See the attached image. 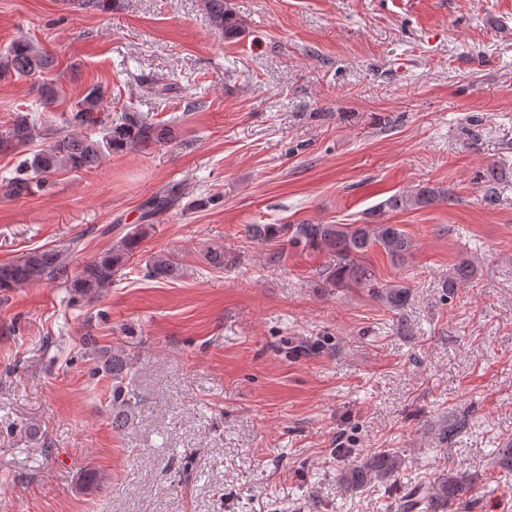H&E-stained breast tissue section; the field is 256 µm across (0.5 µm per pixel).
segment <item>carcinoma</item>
Segmentation results:
<instances>
[{
  "label": "carcinoma",
  "mask_w": 512,
  "mask_h": 512,
  "mask_svg": "<svg viewBox=\"0 0 512 512\" xmlns=\"http://www.w3.org/2000/svg\"><path fill=\"white\" fill-rule=\"evenodd\" d=\"M118 0H75L74 6L87 11H109ZM213 27L226 38H235L245 30L244 21L228 6L227 0H202ZM53 57L49 50L24 37H19L0 56V70L19 77L39 76L51 68ZM105 91L99 85L89 88L71 108L66 125L51 128L42 117L18 112L0 126V153H12L36 139L46 141L45 147L19 160L15 174L4 185L12 197L42 191L61 172L90 171L100 167L112 155L126 149H147L167 144L179 137V127L170 122L160 124L140 111H125L116 120L108 114ZM182 185L174 183L150 197L144 204V224H135L117 237L112 246L93 260L78 267L72 275V288L81 299L91 301L112 287L117 274L129 262L149 234L152 225L147 220L170 209L179 201ZM448 191L440 186L424 185L411 191L395 193L377 205L378 213L425 208ZM248 236L256 241L279 243L267 253V261L279 263L285 257L281 244L303 252L328 250L336 254L337 262L319 273L327 288H366L382 298L392 308H399L407 298L408 286L383 284L379 281L369 254L380 251L393 263L410 254L413 242L396 224L371 221L367 224H249ZM208 268L224 269V247L212 245L204 253ZM183 265L174 254L159 252L145 265L144 277L178 280ZM68 275L67 256L58 249H34L17 261L0 263V291H9L42 284ZM472 276L470 265L463 264L448 276V292L466 283ZM91 352L94 365L91 376H106L112 384V423L124 427L133 423L135 410L141 404L131 363L125 349L102 348L93 339L83 341ZM403 459L396 451L384 449L373 453L360 464L342 469L340 480L345 488L356 491L375 479L391 482ZM482 481V475L450 473L432 483L423 482L397 493L400 512H447L453 502L467 507L473 504L469 493Z\"/></svg>",
  "instance_id": "carcinoma-1"
}]
</instances>
